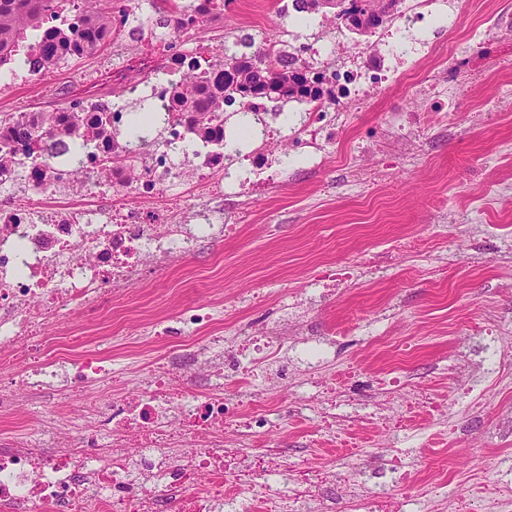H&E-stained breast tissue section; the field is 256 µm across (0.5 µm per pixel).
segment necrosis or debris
Listing matches in <instances>:
<instances>
[{
    "label": "necrosis or debris",
    "mask_w": 512,
    "mask_h": 512,
    "mask_svg": "<svg viewBox=\"0 0 512 512\" xmlns=\"http://www.w3.org/2000/svg\"><path fill=\"white\" fill-rule=\"evenodd\" d=\"M38 28L20 24L27 42L0 54V95L32 82L17 64L19 54L45 34L87 31L85 0H54ZM224 0H190L176 34L144 35L134 26L130 0H113L109 40L114 59L126 42L148 47L141 70L115 67L116 83L130 98L151 103L160 122L147 147L130 144V114L111 100V85L95 75L78 80L63 105L47 112L23 108L0 118V408L22 392L46 397V413L35 415L19 437L0 440V512H253L250 498L224 492L227 469L238 485L260 492L273 512H308L315 487L336 479L335 470L301 472L283 459L277 439L261 455L250 451L256 434L270 429L267 418L245 410L271 392L261 373L277 369L289 353L310 364L327 360L320 339L303 336L294 323L297 301L285 303L275 324L241 332L211 304H188L174 318L149 324L153 336L174 337L150 365L131 395L112 402L107 428H100V403L87 398L65 410L73 390L112 377V349L99 341L73 338V318L95 322L114 297L142 282L147 269L172 264L202 239L230 231L224 221V169L233 162V135L226 115L253 114L256 146L240 160L254 177L274 164L271 146L278 128L267 122L276 103L255 99L225 105L207 122L188 120L175 109L176 96L201 82H223L224 65L207 50L183 49L200 23H219ZM317 34L291 43L264 38L275 59L305 71L327 92L301 101L303 120L283 137L290 152H321L336 144L350 123V103L365 105L398 85L417 61L403 44L388 55L336 65L322 60ZM51 123L57 138H79V153H61L40 137ZM81 204L67 203V196ZM138 205H129V196ZM235 382L233 394L215 386L201 396L178 392L176 376ZM512 377V339L497 340L496 358L481 379L461 384L479 400L489 386ZM232 430L233 442L224 439ZM276 470L280 482H265Z\"/></svg>",
    "instance_id": "1"
}]
</instances>
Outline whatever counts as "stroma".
<instances>
[{
    "instance_id": "obj_1",
    "label": "stroma",
    "mask_w": 512,
    "mask_h": 512,
    "mask_svg": "<svg viewBox=\"0 0 512 512\" xmlns=\"http://www.w3.org/2000/svg\"><path fill=\"white\" fill-rule=\"evenodd\" d=\"M443 17L428 33L440 51L419 70L445 86L449 112L434 111L412 81L395 86L358 115V129L328 148L322 163L295 156L280 159L277 183L257 192L242 188L235 202L246 220L237 233L214 238L170 266L154 269L145 285L113 300L104 321L113 323L112 368L117 383L96 391L103 406L128 396L158 353L142 335L149 318L190 303L222 301L226 317L247 324L281 318L280 300L312 291L311 273L323 262L380 259L377 278L355 280L345 295L323 301L307 315L311 335L334 338L331 359L309 365L289 358L288 371L345 386L349 410L390 405L406 410L409 386L429 388L448 403L444 415L407 412L399 455L409 473L398 480L383 428L362 423L336 427L337 441L320 438L315 412L293 387L255 405L270 418L271 434L288 456L310 470L335 467L363 488L403 503H425L429 512H469L476 503L512 500L483 478L486 470L512 461V436L489 434L492 421L512 410V391L488 388L471 405L455 392L454 378L491 365L484 338L490 325L512 332V35L470 45V69H448L447 44L485 14H512V0H445ZM306 27L282 23L278 0H235L224 24L201 27L204 47L225 44V35L245 30L253 38ZM111 47L40 76L38 82L0 98V114L40 103L45 87H67L80 72H102ZM411 154L386 165L381 130L403 114ZM412 240L415 251L402 249ZM270 290L263 303L253 291ZM354 324L337 335L341 322Z\"/></svg>"
}]
</instances>
